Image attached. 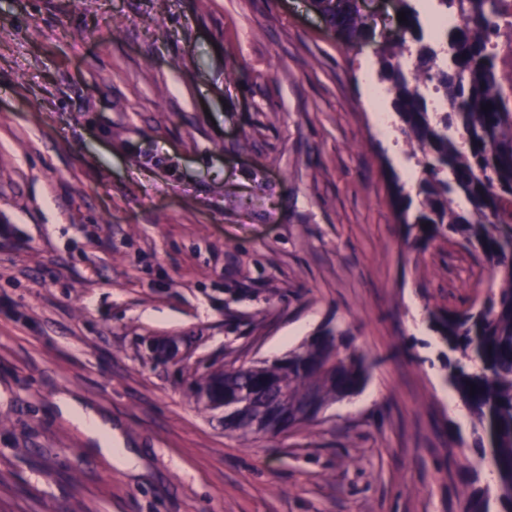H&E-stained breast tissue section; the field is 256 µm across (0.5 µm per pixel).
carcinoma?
Returning a JSON list of instances; mask_svg holds the SVG:
<instances>
[{"label": "carcinoma", "instance_id": "1", "mask_svg": "<svg viewBox=\"0 0 512 512\" xmlns=\"http://www.w3.org/2000/svg\"><path fill=\"white\" fill-rule=\"evenodd\" d=\"M349 49L362 45L368 29L359 0H311ZM460 22L448 33L449 59L438 61L427 41L417 0H395L406 13L401 35L378 55L379 80L390 83L391 107L408 155L419 167V205L395 186L410 248L423 251L438 238L455 237L489 271L485 293L459 310H427L429 330L452 356L444 380L470 418L468 447L475 462L467 472L484 486L462 500L460 512H512V69L499 67V40L512 45V0H438ZM413 59L412 75L401 66ZM436 76L448 93L450 111H429L420 86ZM491 105L484 111L482 107ZM467 206H462L461 202ZM371 364L355 337L325 328L288 356L271 363L224 370L226 400L257 411L288 394V410L312 416L284 430L317 422L339 399L359 392ZM475 394H470V390Z\"/></svg>", "mask_w": 512, "mask_h": 512}]
</instances>
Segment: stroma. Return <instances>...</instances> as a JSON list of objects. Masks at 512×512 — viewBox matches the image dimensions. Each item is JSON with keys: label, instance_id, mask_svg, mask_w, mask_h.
I'll list each match as a JSON object with an SVG mask.
<instances>
[{"label": "stroma", "instance_id": "1", "mask_svg": "<svg viewBox=\"0 0 512 512\" xmlns=\"http://www.w3.org/2000/svg\"><path fill=\"white\" fill-rule=\"evenodd\" d=\"M359 52L310 0H0V512H458L468 436L415 309L487 271L410 249ZM326 327L371 364L318 422L242 438L196 387ZM69 395L138 471L93 451Z\"/></svg>", "mask_w": 512, "mask_h": 512}]
</instances>
